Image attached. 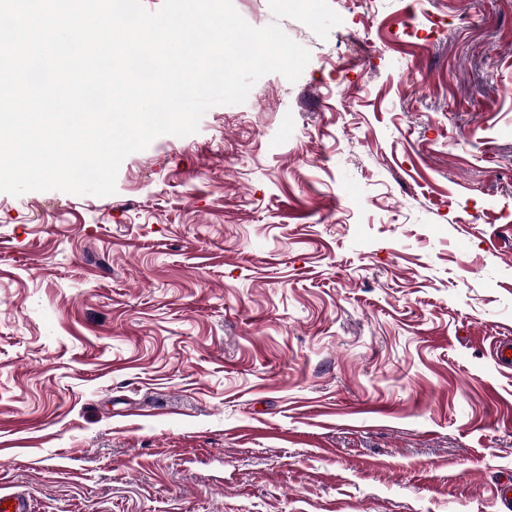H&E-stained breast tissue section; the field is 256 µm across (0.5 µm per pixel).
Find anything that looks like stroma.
<instances>
[{
	"mask_svg": "<svg viewBox=\"0 0 512 512\" xmlns=\"http://www.w3.org/2000/svg\"><path fill=\"white\" fill-rule=\"evenodd\" d=\"M114 194L0 193V486L33 512H505L512 0H329Z\"/></svg>",
	"mask_w": 512,
	"mask_h": 512,
	"instance_id": "obj_1",
	"label": "stroma"
}]
</instances>
